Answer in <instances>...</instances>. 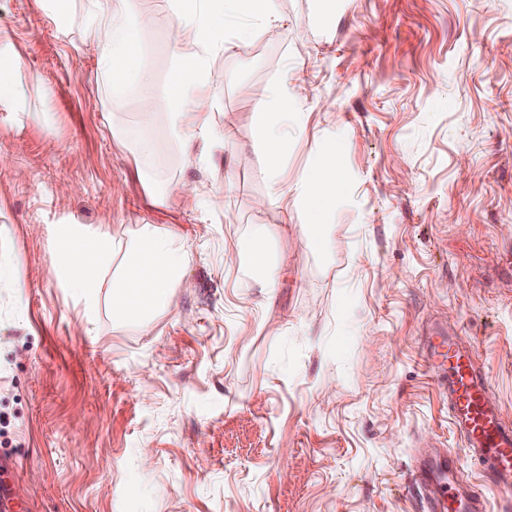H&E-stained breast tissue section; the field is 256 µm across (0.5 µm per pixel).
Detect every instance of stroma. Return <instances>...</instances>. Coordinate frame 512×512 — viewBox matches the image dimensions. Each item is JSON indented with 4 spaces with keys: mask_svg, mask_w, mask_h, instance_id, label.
Masks as SVG:
<instances>
[{
    "mask_svg": "<svg viewBox=\"0 0 512 512\" xmlns=\"http://www.w3.org/2000/svg\"><path fill=\"white\" fill-rule=\"evenodd\" d=\"M0 0V484L23 512H421L413 452L462 451L422 359L437 322L473 348L512 423V0H278L213 63L233 147L186 167L166 135L174 32L141 35L149 92L111 88L84 37L91 0ZM288 82L304 129L349 173L327 255L271 200L259 127ZM197 183L196 204L175 193ZM219 206H212L214 196ZM59 224L178 229L191 260L149 320L63 288ZM280 271L265 297L253 225Z\"/></svg>",
    "mask_w": 512,
    "mask_h": 512,
    "instance_id": "1",
    "label": "stroma"
}]
</instances>
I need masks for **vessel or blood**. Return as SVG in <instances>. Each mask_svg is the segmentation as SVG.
I'll return each mask as SVG.
<instances>
[{"instance_id": "vessel-or-blood-1", "label": "vessel or blood", "mask_w": 512, "mask_h": 512, "mask_svg": "<svg viewBox=\"0 0 512 512\" xmlns=\"http://www.w3.org/2000/svg\"><path fill=\"white\" fill-rule=\"evenodd\" d=\"M424 361L448 396L451 424L463 441L465 457L442 449L424 459L413 473L424 512H486V502L461 479L462 459L512 491V427L502 419L500 405L485 376L474 364L472 350L447 330L430 331Z\"/></svg>"}]
</instances>
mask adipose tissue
<instances>
[{"label":"adipose tissue","instance_id":"ef3b65f1","mask_svg":"<svg viewBox=\"0 0 512 512\" xmlns=\"http://www.w3.org/2000/svg\"><path fill=\"white\" fill-rule=\"evenodd\" d=\"M226 16L255 18L267 26L282 21L277 0H196L191 8L183 0H161L151 9L143 7L142 0H118L113 8L91 11L85 23V38L95 46L100 68L117 91L123 89L131 73L140 83L148 81L138 61L142 30L161 23L174 27L172 49L177 68L166 102L168 133L182 144L183 161L189 167H204L214 149L234 141L232 129L216 130L206 110L213 99L214 59L229 49L232 41L251 34L245 27H224L222 19ZM292 98L291 88L281 85L274 111L265 115L260 129L266 146L262 164L273 183L275 205L284 208L294 203L307 209L312 220L307 238L323 254L328 249L324 226L328 207L348 175L336 160L335 146L326 144L319 151V162L295 187L281 184L286 127H303L299 113L288 110ZM56 242L60 279L91 313L99 306L104 275H112L113 256L123 253L122 272L112 276V316L119 320L144 319L160 308L170 288L180 282L189 257L174 232L148 225L134 240L124 242L101 227L61 224Z\"/></svg>","mask_w":512,"mask_h":512}]
</instances>
